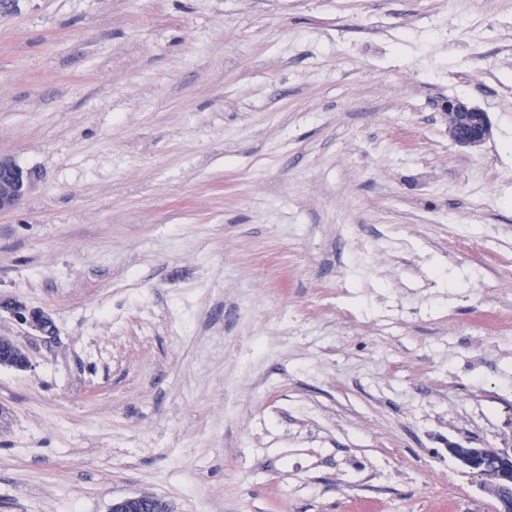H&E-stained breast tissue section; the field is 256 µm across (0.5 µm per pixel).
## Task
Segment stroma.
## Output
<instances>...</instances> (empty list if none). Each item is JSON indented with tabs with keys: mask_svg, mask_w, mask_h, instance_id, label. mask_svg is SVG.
<instances>
[{
	"mask_svg": "<svg viewBox=\"0 0 512 512\" xmlns=\"http://www.w3.org/2000/svg\"><path fill=\"white\" fill-rule=\"evenodd\" d=\"M0 154V512H493L512 0H0ZM440 109L448 122V134L456 145L477 148L490 138V120L482 109L459 97L441 100ZM34 176L12 157L0 155V215L15 210L32 188ZM6 313L25 327L24 336L51 337L56 325L50 313L29 307L18 295L0 294V314ZM0 366L19 371L32 369V360L28 346L16 339L0 337ZM448 453L455 458L461 472L477 474V485L489 492L495 503L496 512L512 511V448L492 446L464 447L450 445ZM112 512H170V507L164 499L143 493L113 500Z\"/></svg>",
	"mask_w": 512,
	"mask_h": 512,
	"instance_id": "obj_1",
	"label": "stroma"
}]
</instances>
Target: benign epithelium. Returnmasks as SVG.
I'll list each match as a JSON object with an SVG mask.
<instances>
[{
    "instance_id": "obj_1",
    "label": "benign epithelium",
    "mask_w": 512,
    "mask_h": 512,
    "mask_svg": "<svg viewBox=\"0 0 512 512\" xmlns=\"http://www.w3.org/2000/svg\"><path fill=\"white\" fill-rule=\"evenodd\" d=\"M451 140L464 148L482 146L491 136L488 113L459 97L441 100ZM34 171L22 168L13 158L0 155V215L10 213L29 193ZM6 313L25 327L24 336L51 337L56 325L50 313L29 307L18 295L0 294V314ZM0 366L19 371L32 369L26 344L0 337ZM461 472L477 475V485L489 492L495 512H512V448L448 446ZM112 512H170L169 504L152 494H132L112 501Z\"/></svg>"
}]
</instances>
